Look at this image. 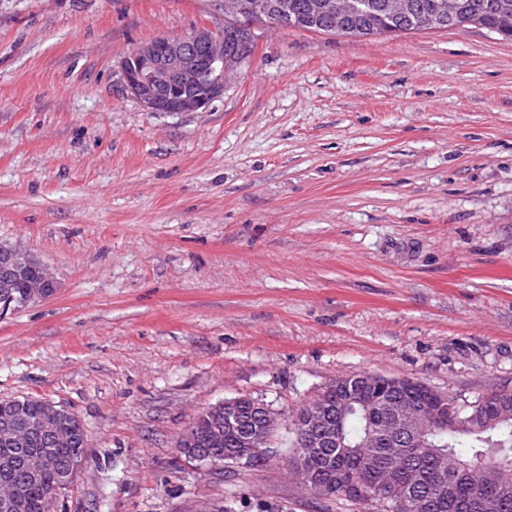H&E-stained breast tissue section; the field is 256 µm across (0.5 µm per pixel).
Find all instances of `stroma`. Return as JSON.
<instances>
[{"mask_svg":"<svg viewBox=\"0 0 512 512\" xmlns=\"http://www.w3.org/2000/svg\"><path fill=\"white\" fill-rule=\"evenodd\" d=\"M201 27L218 0H0V241L59 283L0 314V399L86 429L55 512H375L292 478L288 417L359 373L512 392V40L262 30L206 111L123 94ZM239 396L283 417L267 458H180Z\"/></svg>","mask_w":512,"mask_h":512,"instance_id":"stroma-1","label":"stroma"}]
</instances>
